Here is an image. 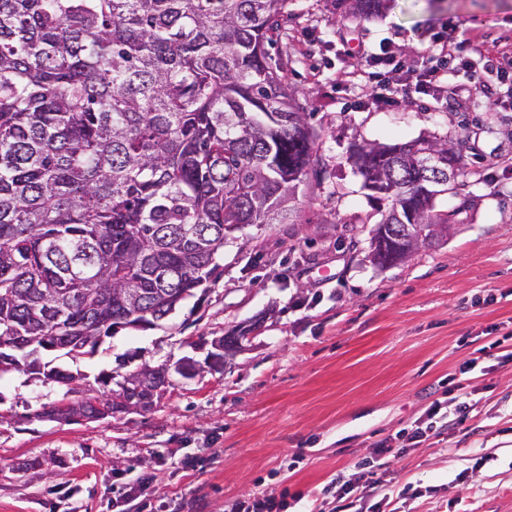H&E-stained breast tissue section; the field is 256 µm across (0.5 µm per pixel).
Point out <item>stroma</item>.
Here are the masks:
<instances>
[{
    "mask_svg": "<svg viewBox=\"0 0 512 512\" xmlns=\"http://www.w3.org/2000/svg\"><path fill=\"white\" fill-rule=\"evenodd\" d=\"M288 13L291 37L269 51L289 60L325 178L299 186L286 223L225 240L222 275L161 325L116 330L91 356L41 359L86 396L104 375L118 384L145 365L204 361L212 339L255 316L264 328L223 371L171 374L151 410L99 421L41 419L65 387L1 374L0 512H119L143 476V512H224L259 487L290 493L287 512H312L339 475L377 480L394 512H512V107H478L460 68L441 106L420 94L369 107L365 84L337 81L387 37L409 55L435 31L512 45V0H386L367 16L289 0ZM418 137L465 144L460 179L478 205L443 242L381 268L370 248L380 204L348 157ZM462 389L472 418L407 440Z\"/></svg>",
    "mask_w": 512,
    "mask_h": 512,
    "instance_id": "35a3bbf8",
    "label": "stroma"
}]
</instances>
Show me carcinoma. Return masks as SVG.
Listing matches in <instances>:
<instances>
[{"instance_id": "obj_1", "label": "carcinoma", "mask_w": 512, "mask_h": 512, "mask_svg": "<svg viewBox=\"0 0 512 512\" xmlns=\"http://www.w3.org/2000/svg\"><path fill=\"white\" fill-rule=\"evenodd\" d=\"M288 0H0V374L75 377L37 354L80 355L147 328L221 274L224 240L272 224L326 169L268 46ZM380 223L456 224L448 140L364 143ZM174 367L41 418L99 420L118 398L151 408Z\"/></svg>"}]
</instances>
